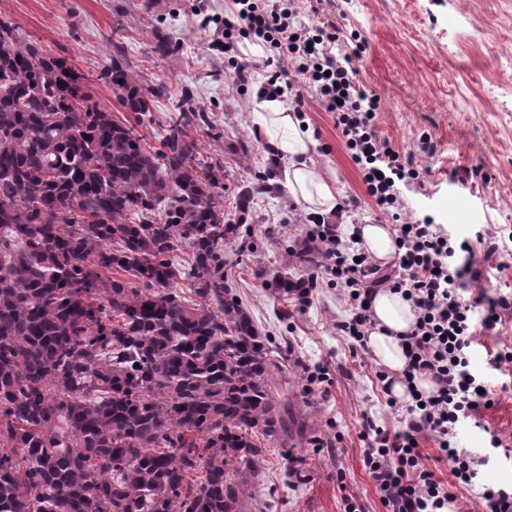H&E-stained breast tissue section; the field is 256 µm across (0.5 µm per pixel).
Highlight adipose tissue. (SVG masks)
<instances>
[{
    "label": "adipose tissue",
    "instance_id": "obj_1",
    "mask_svg": "<svg viewBox=\"0 0 512 512\" xmlns=\"http://www.w3.org/2000/svg\"><path fill=\"white\" fill-rule=\"evenodd\" d=\"M254 112L268 146L284 163L283 178L289 193L312 212L332 213L337 205L335 181L330 170L319 168L314 161L317 142L312 130L279 99L256 102ZM372 311L374 324L366 331V348L389 372L393 396L407 399V388L401 381L407 364L401 337L413 328L416 312L401 294L387 289L375 295Z\"/></svg>",
    "mask_w": 512,
    "mask_h": 512
}]
</instances>
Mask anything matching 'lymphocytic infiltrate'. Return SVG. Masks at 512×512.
<instances>
[{"label":"lymphocytic infiltrate","mask_w":512,"mask_h":512,"mask_svg":"<svg viewBox=\"0 0 512 512\" xmlns=\"http://www.w3.org/2000/svg\"><path fill=\"white\" fill-rule=\"evenodd\" d=\"M320 2L231 0L223 16L198 13L201 29L219 33L212 49L223 54L237 94L255 84L261 96L287 97L294 112L305 113L314 105L332 114L365 187L364 195L340 199L336 217L367 208L395 221V257L384 267L365 249L359 229L346 233L324 216L308 215L302 239L308 258L288 293L305 308L320 284L339 288L349 315L337 321L336 329L358 343L372 324L371 302L379 289L402 294L417 311L413 329L402 338L408 359L402 378L410 387L406 424L391 432L367 415L359 433L363 465L387 512H442L455 502L458 487L480 488L487 512H512V488L483 482L488 457L457 443L462 425L483 428L482 413L495 403L496 391L512 390L505 381L492 389L470 361L478 332L495 329L502 311L512 308V295L486 303L478 297L470 302L460 298L481 278L473 252L475 244L484 243V233L461 241L427 216L400 224L404 191L423 187L426 173L381 135V99L362 83L357 67L365 44L361 37L347 38L335 21L321 19ZM245 39L260 45L263 57L246 58L239 48ZM423 376L433 380L434 392L415 389ZM427 437L436 445L430 461L422 448ZM438 465L447 467L451 483L437 477Z\"/></svg>","instance_id":"lymphocytic-infiltrate-1"}]
</instances>
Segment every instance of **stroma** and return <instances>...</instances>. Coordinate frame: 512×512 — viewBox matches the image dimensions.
I'll return each instance as SVG.
<instances>
[{"label":"stroma","mask_w":512,"mask_h":512,"mask_svg":"<svg viewBox=\"0 0 512 512\" xmlns=\"http://www.w3.org/2000/svg\"><path fill=\"white\" fill-rule=\"evenodd\" d=\"M145 2L0 0V16L86 74L92 102L120 119L126 110L111 84L97 75L112 53V29L122 24L121 39L141 74L168 92L151 103L152 122L143 130L148 146L157 145L160 125L181 87L194 83L200 104L223 134L218 141L198 136V150L223 164L224 208L234 213L240 187L265 171L269 155L254 136L256 89L244 95L228 89L224 59L211 49L213 34L197 25V10L223 14L224 0H156L150 11ZM452 12L465 15L461 27H449ZM323 15L345 33L365 39L360 78L381 99V131L431 170L425 194L406 195L404 217L426 212L436 223L452 225L458 238L482 228L497 243L507 242L512 237V74L495 70L489 61H512V0H325ZM158 33L176 43L174 53L155 56L152 44ZM306 117L318 141L314 159L334 171L337 193L363 194L361 175L330 114L314 108ZM244 151L249 154L245 162L240 159ZM292 202L280 185L273 193L255 196L250 235L224 245L233 266L228 283L269 336L291 387L290 427L305 435L294 450L307 459L305 480L290 475L289 462L271 449L256 500L266 503V512H343L344 498L352 496L365 512H385L362 462L361 415L370 411L378 425L391 431L400 428L403 416L386 403L375 378L377 363L368 351L352 352L350 339L337 335L336 322L346 314L338 289H317L313 305L302 309L270 287L280 273L300 274L297 265L281 264L287 247L306 231L304 224L288 218ZM474 259L481 272L479 289L492 298L512 292L511 253H491L479 245ZM328 357L343 366L344 376L329 395L305 391V369ZM496 397V406L484 413L485 430L462 431L461 446L475 451L490 435L512 437V391ZM316 436L327 441L341 437L340 451L310 445ZM340 471L346 475L341 483L336 480Z\"/></svg>","instance_id":"obj_1"}]
</instances>
